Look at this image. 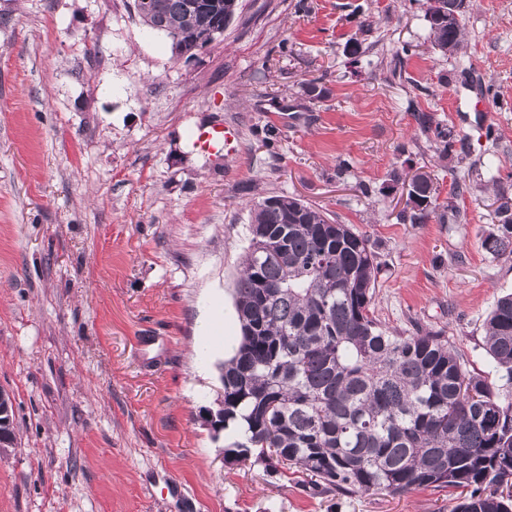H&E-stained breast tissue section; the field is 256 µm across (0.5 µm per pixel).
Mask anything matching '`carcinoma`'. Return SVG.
I'll return each instance as SVG.
<instances>
[{
  "mask_svg": "<svg viewBox=\"0 0 512 512\" xmlns=\"http://www.w3.org/2000/svg\"><path fill=\"white\" fill-rule=\"evenodd\" d=\"M208 13L189 0H150L142 24L164 33L174 54L190 58L224 19V0ZM452 0H429L432 48L456 55L465 23L448 24ZM433 132L444 157L456 136ZM413 224L435 217L438 188L427 174L410 183ZM497 223L482 246L512 256V198L498 197ZM235 288L241 335L221 367L224 458L294 467L319 492L343 497L415 489L458 492L453 512H512V293L484 323V347L496 374L471 368L445 331L388 330L374 315L382 268L369 239L292 195L252 203L248 247ZM14 411L5 400L0 448L13 444Z\"/></svg>",
  "mask_w": 512,
  "mask_h": 512,
  "instance_id": "cac0c4a2",
  "label": "carcinoma"
}]
</instances>
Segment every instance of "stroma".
Wrapping results in <instances>:
<instances>
[{"instance_id": "1", "label": "stroma", "mask_w": 512, "mask_h": 512, "mask_svg": "<svg viewBox=\"0 0 512 512\" xmlns=\"http://www.w3.org/2000/svg\"><path fill=\"white\" fill-rule=\"evenodd\" d=\"M427 5L239 0L186 60L134 0H0V388L16 422L0 512H451L444 490L346 498L225 463L207 418L228 352L195 359L215 309L240 334L248 202L285 193L368 237L386 328L445 330L490 372L484 319L512 292V257L481 245L490 180L512 197V0H466L452 56L430 45ZM315 77L328 94L311 102ZM416 108L465 138L462 161L438 158ZM221 123L239 132L232 157L192 146L190 130ZM395 169L430 175L444 200L469 178L462 222L399 221Z\"/></svg>"}]
</instances>
